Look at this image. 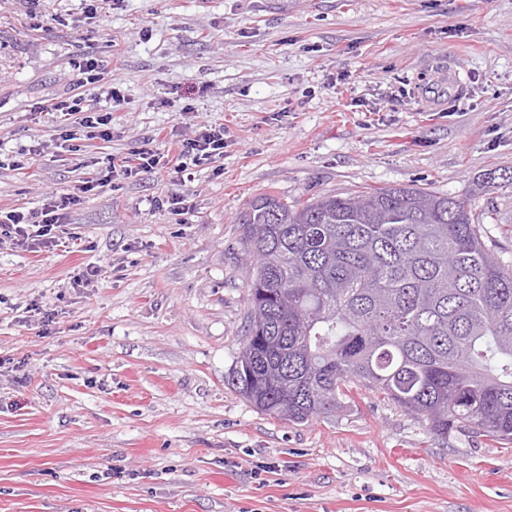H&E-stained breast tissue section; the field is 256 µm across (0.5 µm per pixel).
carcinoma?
Returning a JSON list of instances; mask_svg holds the SVG:
<instances>
[{
  "instance_id": "carcinoma-1",
  "label": "carcinoma",
  "mask_w": 512,
  "mask_h": 512,
  "mask_svg": "<svg viewBox=\"0 0 512 512\" xmlns=\"http://www.w3.org/2000/svg\"><path fill=\"white\" fill-rule=\"evenodd\" d=\"M253 266L228 379L294 423L384 395L442 439L512 443V265L465 201L414 187L260 194L239 217Z\"/></svg>"
}]
</instances>
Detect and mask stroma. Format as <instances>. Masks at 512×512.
Masks as SVG:
<instances>
[{"label": "stroma", "instance_id": "1", "mask_svg": "<svg viewBox=\"0 0 512 512\" xmlns=\"http://www.w3.org/2000/svg\"><path fill=\"white\" fill-rule=\"evenodd\" d=\"M84 8L0 0L1 209L98 172L59 147L66 116L31 110L76 93ZM88 27L123 60L91 156L203 122L224 156L84 194L60 245L0 242V512H512V444L438 438L362 388L293 423L227 383L249 310L238 219L260 193L430 189L483 214L512 263V184L483 180L512 171V0H117ZM173 194L182 215L158 206Z\"/></svg>", "mask_w": 512, "mask_h": 512}]
</instances>
